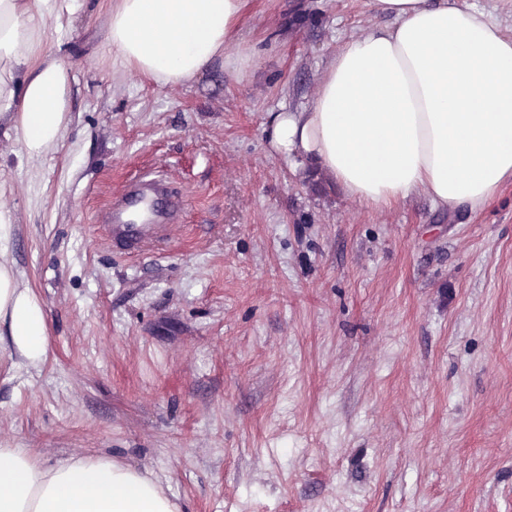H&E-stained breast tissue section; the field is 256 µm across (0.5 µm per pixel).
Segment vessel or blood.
Masks as SVG:
<instances>
[{
    "instance_id": "b4317fda",
    "label": "vessel or blood",
    "mask_w": 512,
    "mask_h": 512,
    "mask_svg": "<svg viewBox=\"0 0 512 512\" xmlns=\"http://www.w3.org/2000/svg\"><path fill=\"white\" fill-rule=\"evenodd\" d=\"M164 178L142 175L123 194L114 198L102 213L115 241L134 245L142 241H163L182 209L180 201L166 200Z\"/></svg>"
}]
</instances>
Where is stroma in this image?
<instances>
[{
    "instance_id": "obj_1",
    "label": "stroma",
    "mask_w": 512,
    "mask_h": 512,
    "mask_svg": "<svg viewBox=\"0 0 512 512\" xmlns=\"http://www.w3.org/2000/svg\"><path fill=\"white\" fill-rule=\"evenodd\" d=\"M111 0L57 47L67 129L34 164L0 138L10 257L49 357L0 351V448L104 455L181 512H512V185L443 211L313 188L270 113L314 95L365 0H245L186 86L114 65ZM185 209L130 251L98 213L136 175Z\"/></svg>"
}]
</instances>
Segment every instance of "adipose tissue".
Masks as SVG:
<instances>
[{"label":"adipose tissue","mask_w":512,"mask_h":512,"mask_svg":"<svg viewBox=\"0 0 512 512\" xmlns=\"http://www.w3.org/2000/svg\"><path fill=\"white\" fill-rule=\"evenodd\" d=\"M74 0H0V136L28 162L61 140L71 93L54 46ZM388 25L343 40L296 112H275V149L303 158L360 204L423 193L472 209L512 184V32L468 0H369ZM244 0H112L114 64L189 84L236 43ZM0 210V345L28 366L49 354L47 318L9 258ZM0 512H179L148 474L103 456L48 465L0 448Z\"/></svg>","instance_id":"ef3b65f1"}]
</instances>
